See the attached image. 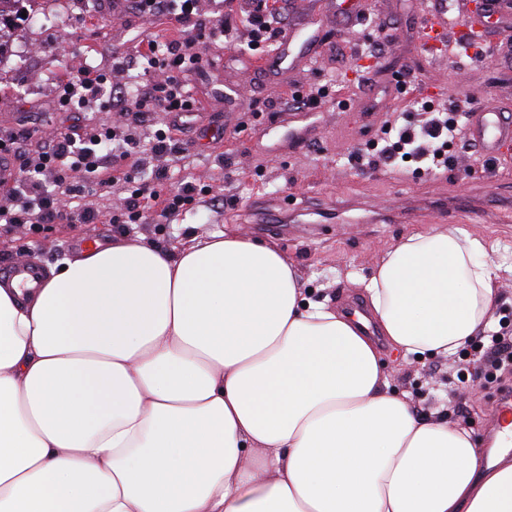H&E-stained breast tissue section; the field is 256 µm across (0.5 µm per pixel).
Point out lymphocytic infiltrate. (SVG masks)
I'll return each mask as SVG.
<instances>
[{
    "label": "lymphocytic infiltrate",
    "mask_w": 512,
    "mask_h": 512,
    "mask_svg": "<svg viewBox=\"0 0 512 512\" xmlns=\"http://www.w3.org/2000/svg\"><path fill=\"white\" fill-rule=\"evenodd\" d=\"M127 3L129 13L141 21L150 23L162 17L177 24L176 37L162 45L153 40L138 45L134 54L114 61L108 74L84 66L69 70L58 86L57 105L68 112L100 104L110 112L129 113L133 116L131 125L134 130L151 112L193 111V99L184 77L194 70L201 58L205 39L223 37L224 23L218 19L203 20L201 0H127ZM280 12V6L272 0H262L256 11L246 13L251 49H259L277 39ZM138 66L143 68L147 79L137 83L135 88H128L122 78ZM133 130L114 150L110 147L112 135L109 130L86 124L43 146L34 157L25 152L22 138L13 135L1 139L0 151L13 154L19 166L14 177L18 204L13 209L0 208V222L55 224L70 217L71 199L84 191L83 186L70 183V172H84L93 185L111 186L116 179L113 158H129L139 145ZM456 136L454 120L434 114L420 127L405 125L396 129L394 141L382 152L380 159L388 164L408 157L415 162H427L429 171L433 172L447 166L448 146ZM47 170L54 172L59 193H38L37 177ZM193 191V185L186 183L163 196L156 188L141 185L126 207L127 218L129 222H137L157 202L162 203L164 212H174L190 200ZM476 347L480 353V375L484 380L497 379L499 373L512 368V339L506 332H486Z\"/></svg>",
    "instance_id": "obj_1"
}]
</instances>
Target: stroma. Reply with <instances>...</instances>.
<instances>
[{
    "label": "stroma",
    "instance_id": "obj_1",
    "mask_svg": "<svg viewBox=\"0 0 512 512\" xmlns=\"http://www.w3.org/2000/svg\"><path fill=\"white\" fill-rule=\"evenodd\" d=\"M425 0H306L322 19L326 37L323 62L301 70L281 66L254 70L262 59L251 50L242 12L228 6L225 21L234 27V43H208L209 67L188 74L193 96L206 106L196 128L186 132L168 126V115L154 112L140 131L142 149L136 160H121L119 172L138 166L134 180L96 187L82 195L80 205L94 212L88 223L48 224L33 231L27 224L0 223V270L34 258L43 266L76 253L93 238L111 242L121 235L172 246L195 233L239 231L276 243L296 264L312 299L344 305L366 303L359 279L370 277L384 251L415 232L412 224H289V214L308 206L370 199L380 204L419 200L477 198L494 209L512 201V144L501 156L483 153L467 137L470 114L489 101L512 110V14L491 18L490 47L474 59L455 55L437 58L425 51L419 27ZM93 0H27L26 14L14 22L15 39L0 57V138L27 134L26 147L39 149L77 123L122 129L126 116L96 108L62 112L56 104L58 77L72 65L108 69L112 60L133 53L142 39L166 40L175 32L166 20L151 24L128 14H94ZM65 11L67 26L59 28L52 14ZM383 51L374 70L361 73L357 58L373 40ZM435 86L430 102L455 109L463 133L448 150V166L434 175H400L390 166L356 163L354 154L380 142L392 121L420 125L424 113L406 111L419 87ZM328 86V97L315 111L295 113L285 121L293 97ZM170 129L180 153L177 162L151 152L148 143L157 129ZM166 169L162 192L189 182L197 191L178 212L153 207L136 224L109 223L120 215L136 185L151 182ZM374 341L387 364L393 390L409 393L423 415L440 412L478 439L493 436L492 419L501 387L512 374L483 386L472 396L469 371L458 359L429 357L408 361L389 349L383 336Z\"/></svg>",
    "mask_w": 512,
    "mask_h": 512
}]
</instances>
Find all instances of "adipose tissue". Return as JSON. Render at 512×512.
I'll return each instance as SVG.
<instances>
[{
	"instance_id": "ef3b65f1",
	"label": "adipose tissue",
	"mask_w": 512,
	"mask_h": 512,
	"mask_svg": "<svg viewBox=\"0 0 512 512\" xmlns=\"http://www.w3.org/2000/svg\"><path fill=\"white\" fill-rule=\"evenodd\" d=\"M494 251L458 224L391 246L381 335L448 359L490 330ZM502 443L418 415L273 243L122 236L0 282V512H512Z\"/></svg>"
}]
</instances>
